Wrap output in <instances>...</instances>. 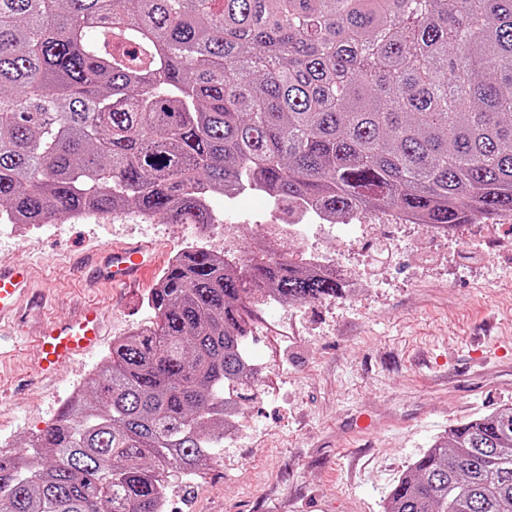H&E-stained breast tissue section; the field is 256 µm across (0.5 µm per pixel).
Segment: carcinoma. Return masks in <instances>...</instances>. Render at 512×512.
Segmentation results:
<instances>
[{
	"mask_svg": "<svg viewBox=\"0 0 512 512\" xmlns=\"http://www.w3.org/2000/svg\"><path fill=\"white\" fill-rule=\"evenodd\" d=\"M244 191L448 231L512 215V0H0V222L206 227ZM253 288L346 285L270 240L237 261L183 248L152 325L0 454L7 512H159L163 477L215 457L254 396ZM382 512H512V406L449 429Z\"/></svg>",
	"mask_w": 512,
	"mask_h": 512,
	"instance_id": "obj_1",
	"label": "carcinoma"
}]
</instances>
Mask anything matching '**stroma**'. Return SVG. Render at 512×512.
<instances>
[{"mask_svg":"<svg viewBox=\"0 0 512 512\" xmlns=\"http://www.w3.org/2000/svg\"><path fill=\"white\" fill-rule=\"evenodd\" d=\"M263 194L215 197L233 211L239 237L213 224L146 223L132 214L38 225L0 223V266L35 265L33 286L51 294L49 316L85 302L105 311L103 343L51 378L33 368L40 320L20 315L0 359V438L27 447L61 404L101 369L112 341L150 325L147 297L173 255L189 245L241 257L264 236ZM152 243L142 282L112 288L94 278L116 244ZM291 258L353 265V295L285 306L256 299L249 353L262 373L243 402L239 438L213 464L170 479L167 512H381L407 470L450 426L512 405V218L457 227L447 243L425 225L314 224L283 240ZM380 422L357 438V420Z\"/></svg>","mask_w":512,"mask_h":512,"instance_id":"stroma-1","label":"stroma"}]
</instances>
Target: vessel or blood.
<instances>
[{
	"label": "vessel or blood",
	"instance_id": "1",
	"mask_svg": "<svg viewBox=\"0 0 512 512\" xmlns=\"http://www.w3.org/2000/svg\"><path fill=\"white\" fill-rule=\"evenodd\" d=\"M152 261L138 246L112 249L101 270L112 285H128L139 281ZM31 268L27 263L0 268V322L12 318L28 301ZM102 322L98 307L86 306L78 315L49 321L36 339L41 372L50 374L101 341Z\"/></svg>",
	"mask_w": 512,
	"mask_h": 512
}]
</instances>
